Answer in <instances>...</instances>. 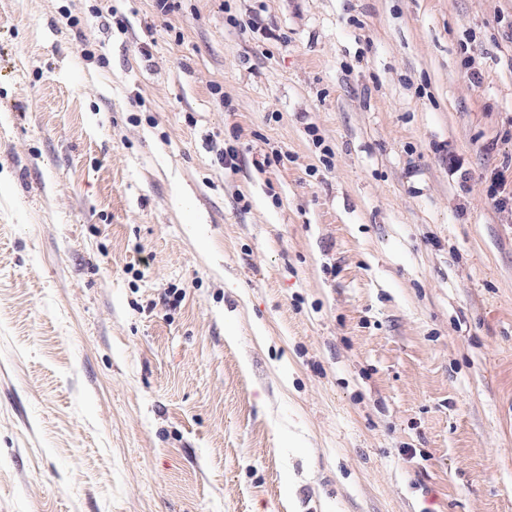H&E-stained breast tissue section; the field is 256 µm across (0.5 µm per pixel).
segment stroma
I'll return each mask as SVG.
<instances>
[{
  "label": "stroma",
  "mask_w": 512,
  "mask_h": 512,
  "mask_svg": "<svg viewBox=\"0 0 512 512\" xmlns=\"http://www.w3.org/2000/svg\"><path fill=\"white\" fill-rule=\"evenodd\" d=\"M496 173L512 0H0V512H512Z\"/></svg>",
  "instance_id": "stroma-1"
}]
</instances>
